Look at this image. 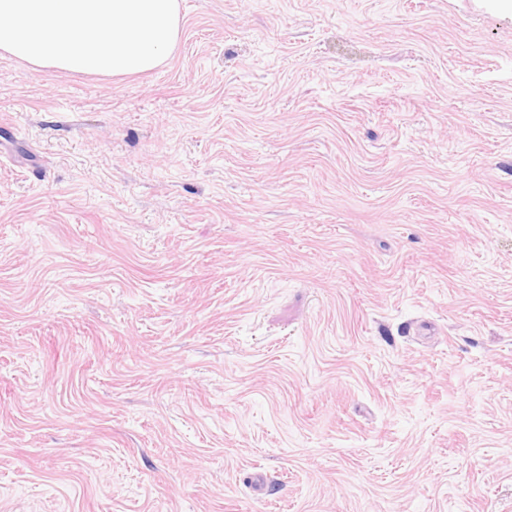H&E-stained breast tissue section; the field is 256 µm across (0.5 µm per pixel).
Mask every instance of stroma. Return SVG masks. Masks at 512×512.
<instances>
[{
    "label": "stroma",
    "instance_id": "35a3bbf8",
    "mask_svg": "<svg viewBox=\"0 0 512 512\" xmlns=\"http://www.w3.org/2000/svg\"><path fill=\"white\" fill-rule=\"evenodd\" d=\"M180 5L0 57V512H512V14ZM181 21L178 0H0V52L37 69L142 74L173 55Z\"/></svg>",
    "mask_w": 512,
    "mask_h": 512
}]
</instances>
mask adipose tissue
<instances>
[{
  "instance_id": "obj_1",
  "label": "adipose tissue",
  "mask_w": 512,
  "mask_h": 512,
  "mask_svg": "<svg viewBox=\"0 0 512 512\" xmlns=\"http://www.w3.org/2000/svg\"><path fill=\"white\" fill-rule=\"evenodd\" d=\"M181 36L178 0H0V52L37 69L147 73Z\"/></svg>"
}]
</instances>
